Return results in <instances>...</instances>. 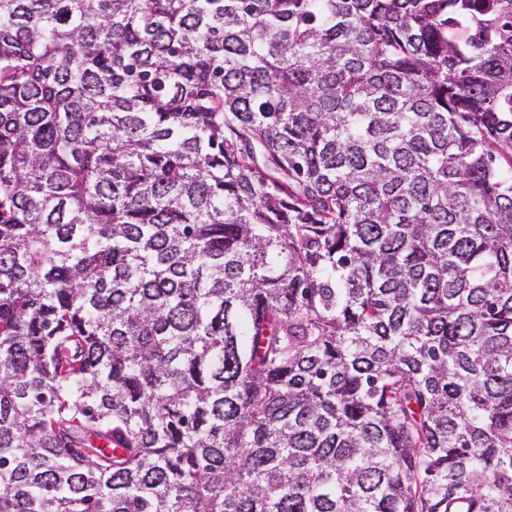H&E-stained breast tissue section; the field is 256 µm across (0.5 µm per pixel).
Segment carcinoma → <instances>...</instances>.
<instances>
[{"instance_id": "obj_1", "label": "carcinoma", "mask_w": 512, "mask_h": 512, "mask_svg": "<svg viewBox=\"0 0 512 512\" xmlns=\"http://www.w3.org/2000/svg\"><path fill=\"white\" fill-rule=\"evenodd\" d=\"M0 512H512V0H0Z\"/></svg>"}]
</instances>
